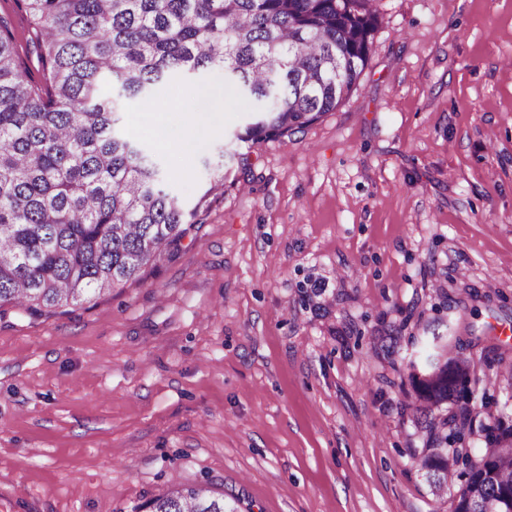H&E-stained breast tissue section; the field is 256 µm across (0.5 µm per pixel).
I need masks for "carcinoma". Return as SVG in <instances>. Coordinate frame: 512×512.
Instances as JSON below:
<instances>
[{"label": "carcinoma", "mask_w": 512, "mask_h": 512, "mask_svg": "<svg viewBox=\"0 0 512 512\" xmlns=\"http://www.w3.org/2000/svg\"><path fill=\"white\" fill-rule=\"evenodd\" d=\"M40 49L32 81L10 24L0 18V316L66 313L141 278L172 255L189 220L224 185L226 151L205 162L193 207L169 188L156 155L119 131L125 101L149 103L176 75L222 71L250 114L242 143L304 130L334 112L364 71L380 19L372 0H16ZM410 320L382 323L379 349L397 353ZM408 363L422 477L451 512H512V364L499 347L454 351L448 325L425 319ZM205 485L173 484L149 512H238Z\"/></svg>", "instance_id": "cac0c4a2"}]
</instances>
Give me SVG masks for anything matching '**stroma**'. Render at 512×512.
Instances as JSON below:
<instances>
[{"mask_svg": "<svg viewBox=\"0 0 512 512\" xmlns=\"http://www.w3.org/2000/svg\"><path fill=\"white\" fill-rule=\"evenodd\" d=\"M381 24L356 89L301 132L255 146L249 175L140 280L63 315L0 319V512H132L173 482L247 512H450L399 415L411 352L377 356L381 321L442 317L512 358V0H373ZM32 80L41 63L0 0ZM223 91V105L194 87ZM159 153L186 202L242 130L213 72L173 79ZM224 125L184 164L188 112Z\"/></svg>", "mask_w": 512, "mask_h": 512, "instance_id": "obj_1", "label": "stroma"}]
</instances>
